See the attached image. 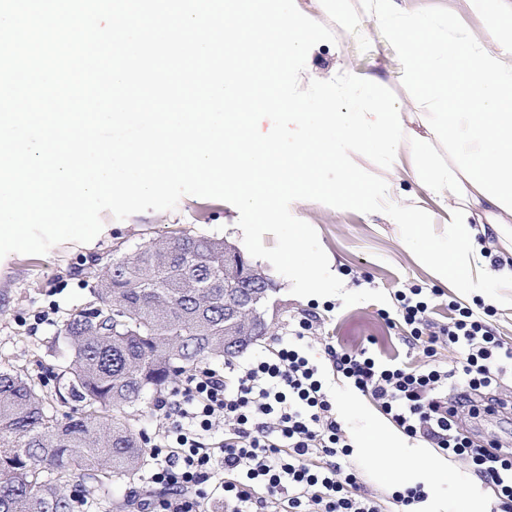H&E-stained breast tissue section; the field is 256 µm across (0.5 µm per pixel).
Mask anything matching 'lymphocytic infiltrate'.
<instances>
[{
    "instance_id": "f902f5d3",
    "label": "lymphocytic infiltrate",
    "mask_w": 512,
    "mask_h": 512,
    "mask_svg": "<svg viewBox=\"0 0 512 512\" xmlns=\"http://www.w3.org/2000/svg\"><path fill=\"white\" fill-rule=\"evenodd\" d=\"M395 299L409 342L426 359L420 367L329 343L331 367L323 369L307 353L313 320L305 316L270 354L225 372L196 369L178 398L158 406L165 426L150 479L166 494L150 502L151 512H199L185 490L212 478L224 512H382L346 464L350 445L327 390L330 373L368 394L409 437L466 460L496 487V512H512V452L464 435L461 417L479 414L500 389L512 346L472 308L453 302L447 323L432 328L422 287L397 291ZM442 340L455 354L449 369L433 361Z\"/></svg>"
}]
</instances>
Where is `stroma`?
I'll return each instance as SVG.
<instances>
[{
    "label": "stroma",
    "mask_w": 512,
    "mask_h": 512,
    "mask_svg": "<svg viewBox=\"0 0 512 512\" xmlns=\"http://www.w3.org/2000/svg\"><path fill=\"white\" fill-rule=\"evenodd\" d=\"M349 13L341 26L333 18L321 17V24L332 28L336 40L320 44L306 61V73L338 74L346 67L362 74L378 71L397 99L410 101L409 66L389 31L369 12L367 0H350ZM290 211L316 230L328 258L342 274L346 290H380L391 298L397 290L415 284L431 293L432 321L446 320L454 293L440 286L400 245L395 225L373 213L339 212L317 201L291 204ZM238 218V210L228 202L186 195L170 211L140 212L121 221L103 213L102 221L111 230L93 250L61 243L43 255L13 254L8 268L0 270V366L23 369L39 383L47 379L49 369L63 365L70 351L53 338L69 313L95 304L94 282L87 276L91 266H104L146 244L182 235L223 238L240 248L244 242ZM254 264L275 286L270 299L274 326L269 336L240 354V361L271 350L276 337L287 335L298 318L314 312L318 319L310 342L317 361H324L322 341L330 337L349 351L369 348L386 362L409 367L421 364L420 355L404 341L401 329L383 318L395 309L391 301L347 306L336 296L298 297L292 294L290 281L268 261L258 258ZM330 391L347 439H355L363 425L360 410L377 411L376 402L340 376L331 378ZM348 461L384 512H409L407 506L396 502L395 488L377 481L369 459L355 451Z\"/></svg>",
    "instance_id": "stroma-1"
}]
</instances>
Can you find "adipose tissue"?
I'll list each match as a JSON object with an SVG mask.
<instances>
[{
	"instance_id": "obj_1",
	"label": "adipose tissue",
	"mask_w": 512,
	"mask_h": 512,
	"mask_svg": "<svg viewBox=\"0 0 512 512\" xmlns=\"http://www.w3.org/2000/svg\"><path fill=\"white\" fill-rule=\"evenodd\" d=\"M417 2L369 0V7L409 65L415 103L425 111L426 137L453 149L450 168L470 202L448 194L446 204L468 207L479 245H488L492 225L499 247L512 253V0H458L459 14L485 19L479 38ZM356 446L380 459L379 476L386 484L454 488L462 493L464 512H488L487 491L462 483L453 464L409 447L392 427L366 420ZM393 454L398 463H390Z\"/></svg>"
}]
</instances>
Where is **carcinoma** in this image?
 Segmentation results:
<instances>
[{
    "instance_id": "obj_1",
    "label": "carcinoma",
    "mask_w": 512,
    "mask_h": 512,
    "mask_svg": "<svg viewBox=\"0 0 512 512\" xmlns=\"http://www.w3.org/2000/svg\"><path fill=\"white\" fill-rule=\"evenodd\" d=\"M239 258L222 238L152 242L117 268L92 271L99 305L75 310L58 330L72 359L54 374L55 397L22 370L0 368V512H74L84 501L113 512L137 506L110 494L115 481L140 479L151 454L132 412L189 368L249 348L224 346L242 332L225 304L247 308L269 279L252 265L247 287L232 297L224 278L241 274Z\"/></svg>"
}]
</instances>
